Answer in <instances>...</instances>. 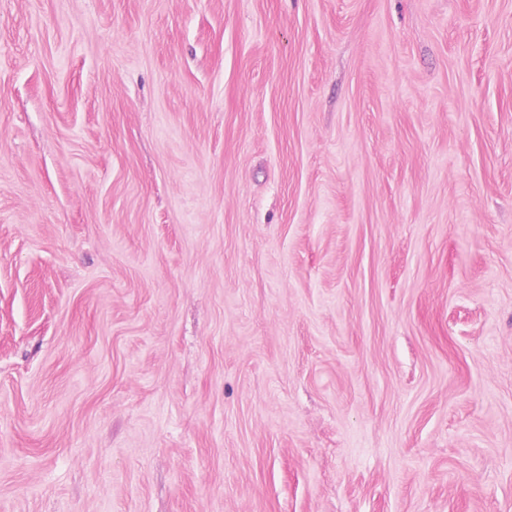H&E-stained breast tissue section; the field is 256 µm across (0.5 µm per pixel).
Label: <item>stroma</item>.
<instances>
[{
    "label": "stroma",
    "instance_id": "35a3bbf8",
    "mask_svg": "<svg viewBox=\"0 0 512 512\" xmlns=\"http://www.w3.org/2000/svg\"><path fill=\"white\" fill-rule=\"evenodd\" d=\"M0 512H512V0H0Z\"/></svg>",
    "mask_w": 512,
    "mask_h": 512
}]
</instances>
